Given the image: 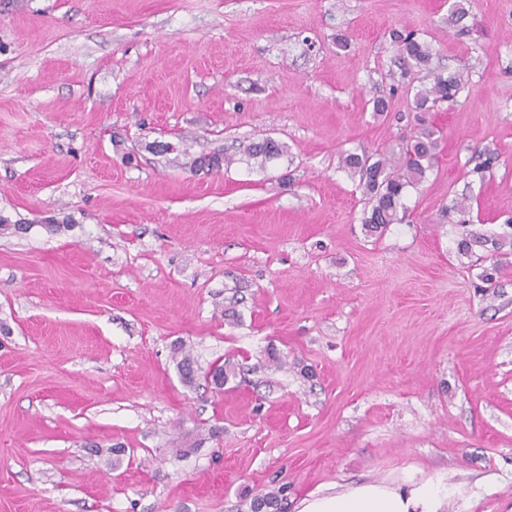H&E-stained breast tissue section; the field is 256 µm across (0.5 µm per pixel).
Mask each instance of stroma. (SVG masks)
Segmentation results:
<instances>
[{
	"label": "stroma",
	"instance_id": "1",
	"mask_svg": "<svg viewBox=\"0 0 512 512\" xmlns=\"http://www.w3.org/2000/svg\"><path fill=\"white\" fill-rule=\"evenodd\" d=\"M452 2L0 0V214L28 227L0 235V512H247L283 484L296 512L375 480L512 512V247L484 289L443 215L512 218V0ZM395 27L469 68L456 104L412 111ZM423 121L435 167L366 232L342 156ZM179 347L244 382L185 387ZM283 148L284 146L278 141L266 138L261 142H250L243 146L242 155L247 157V161L254 160V163L263 168L271 158L280 156Z\"/></svg>",
	"mask_w": 512,
	"mask_h": 512
}]
</instances>
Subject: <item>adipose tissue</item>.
<instances>
[{
  "label": "adipose tissue",
  "instance_id": "adipose-tissue-1",
  "mask_svg": "<svg viewBox=\"0 0 512 512\" xmlns=\"http://www.w3.org/2000/svg\"><path fill=\"white\" fill-rule=\"evenodd\" d=\"M443 498L432 484L404 490L383 482H365L341 490L310 494L297 512H441Z\"/></svg>",
  "mask_w": 512,
  "mask_h": 512
}]
</instances>
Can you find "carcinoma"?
<instances>
[{
  "mask_svg": "<svg viewBox=\"0 0 512 512\" xmlns=\"http://www.w3.org/2000/svg\"><path fill=\"white\" fill-rule=\"evenodd\" d=\"M397 49L400 78L408 84L419 83L413 96V109L428 112L438 103H454L468 87L469 78L459 69L440 68L433 63L436 52L433 46L418 38L411 30L394 29L390 34ZM437 139L435 131L424 124L420 131L405 141L399 149L397 161L385 155L349 153L342 158V164L352 174L360 177V185L367 200L362 224L369 233H383L391 224H398L405 218L402 198L407 188L418 185L425 179L436 161ZM283 152V145L272 138L251 142L243 146L242 155L259 167ZM462 228L457 242L458 253L468 258L485 260L477 250L499 251L512 245V224H506L509 232L487 236L469 228L467 220H448ZM177 369L182 383L188 387L196 385L200 368L189 353L176 358ZM241 375V366L229 359L222 364L210 366L205 378L217 391ZM285 488L253 497L248 512H279L280 496Z\"/></svg>",
  "mask_w": 512,
  "mask_h": 512,
  "instance_id": "obj_1",
  "label": "carcinoma"
}]
</instances>
